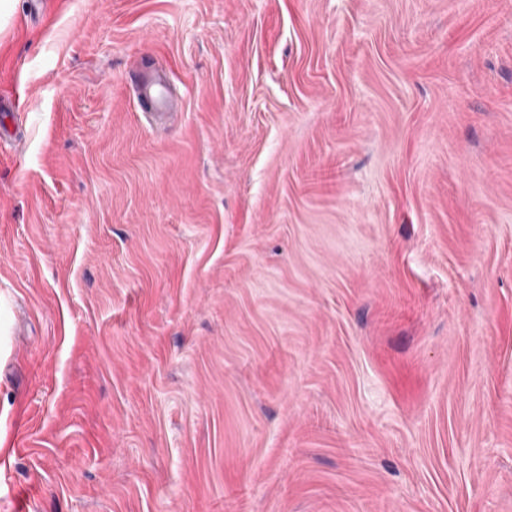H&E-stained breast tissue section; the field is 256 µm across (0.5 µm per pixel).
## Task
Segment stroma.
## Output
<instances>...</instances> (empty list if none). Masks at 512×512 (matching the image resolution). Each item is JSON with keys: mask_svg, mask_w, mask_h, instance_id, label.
Listing matches in <instances>:
<instances>
[{"mask_svg": "<svg viewBox=\"0 0 512 512\" xmlns=\"http://www.w3.org/2000/svg\"><path fill=\"white\" fill-rule=\"evenodd\" d=\"M11 5L0 512H512V0ZM135 73V93L137 99L143 100L147 108V112L143 113L145 117L153 119L172 112L174 102L164 70L140 72L137 67Z\"/></svg>", "mask_w": 512, "mask_h": 512, "instance_id": "1", "label": "stroma"}]
</instances>
